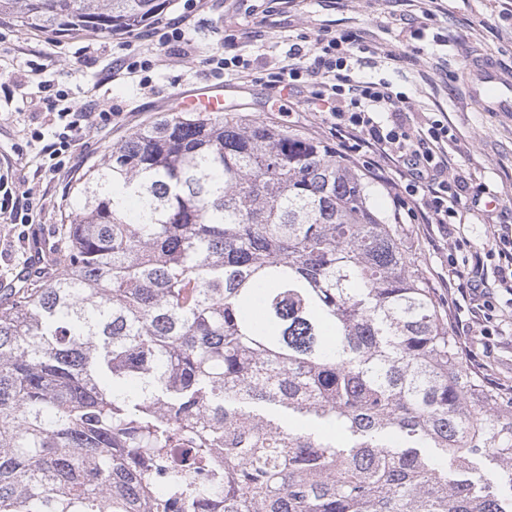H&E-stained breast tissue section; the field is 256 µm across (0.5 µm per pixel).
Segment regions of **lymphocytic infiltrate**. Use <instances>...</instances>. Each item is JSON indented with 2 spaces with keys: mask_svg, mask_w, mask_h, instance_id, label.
<instances>
[{
  "mask_svg": "<svg viewBox=\"0 0 512 512\" xmlns=\"http://www.w3.org/2000/svg\"><path fill=\"white\" fill-rule=\"evenodd\" d=\"M186 31L182 19L157 26L159 51L120 60V69L134 77L160 65L162 50L184 44ZM365 50V45L350 34L318 38L307 48L295 43L288 48L287 64L270 72L268 78L270 83L288 89L312 83L318 99L331 101L328 123L338 155L360 163L369 177L385 186L393 202L395 221L417 216L422 223L436 226L440 237L449 243V278H463L456 253L464 249L465 243L455 239L454 224L479 206L485 188L449 179L447 121L411 123L405 115L404 97L393 91L389 82L354 78L356 56ZM60 100L57 94L47 98L49 108L56 110L63 124L48 151V169L52 172L65 167L84 125L112 122L111 110L88 112L78 106H61Z\"/></svg>",
  "mask_w": 512,
  "mask_h": 512,
  "instance_id": "lymphocytic-infiltrate-1",
  "label": "lymphocytic infiltrate"
}]
</instances>
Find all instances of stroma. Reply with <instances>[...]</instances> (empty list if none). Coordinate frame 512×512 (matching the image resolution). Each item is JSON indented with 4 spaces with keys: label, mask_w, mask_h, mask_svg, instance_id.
Instances as JSON below:
<instances>
[{
    "label": "stroma",
    "mask_w": 512,
    "mask_h": 512,
    "mask_svg": "<svg viewBox=\"0 0 512 512\" xmlns=\"http://www.w3.org/2000/svg\"><path fill=\"white\" fill-rule=\"evenodd\" d=\"M275 0H170L167 17L188 16L191 55L167 59L145 82L115 75L117 58L128 44L154 47L152 24L127 35L82 31L45 33L22 29L0 17V167L9 166L13 192H28L38 216L31 224L0 221V284L35 277L34 250L53 240L78 199L72 188L111 149L143 125L170 112L181 95L203 87L219 89L230 116L272 123L281 129L331 142L327 106L313 99L312 84L288 92L269 84L289 45L349 32L371 47L358 67L361 80L388 81L408 98L410 118L443 112L455 138L448 144V175L484 184L478 214L458 225L467 254L485 255L492 224L512 225V112H485L468 97L469 56L488 54L512 67V0H290L287 13ZM249 60L250 77L215 74L205 60L212 54ZM64 91L69 102L95 112L112 108V124L80 135L57 175L45 172L42 150L61 124L49 113L42 88ZM402 244L432 288L443 316L470 320L469 310L449 306L448 247L436 245L422 224L404 227ZM470 280L494 283V262L468 263ZM495 346L457 339L460 363L479 378L501 383L499 408H512V307L505 308Z\"/></svg>",
    "instance_id": "1"
}]
</instances>
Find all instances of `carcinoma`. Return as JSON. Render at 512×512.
Here are the masks:
<instances>
[{"label": "carcinoma", "mask_w": 512, "mask_h": 512, "mask_svg": "<svg viewBox=\"0 0 512 512\" xmlns=\"http://www.w3.org/2000/svg\"><path fill=\"white\" fill-rule=\"evenodd\" d=\"M168 2L0 16L117 34ZM75 192L53 275L0 294V512H512L473 468L492 456L512 485V410L473 403L434 293L335 148L168 113Z\"/></svg>", "instance_id": "carcinoma-1"}]
</instances>
